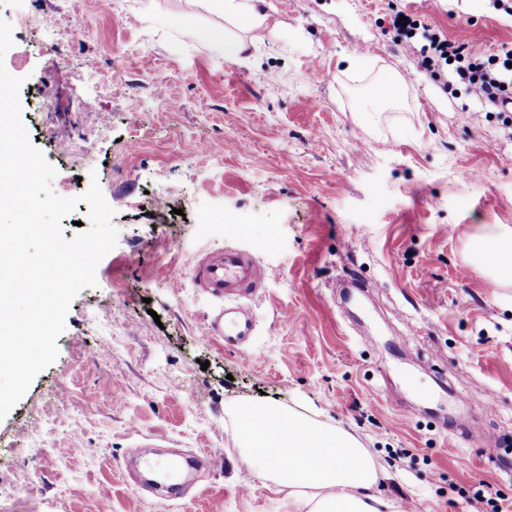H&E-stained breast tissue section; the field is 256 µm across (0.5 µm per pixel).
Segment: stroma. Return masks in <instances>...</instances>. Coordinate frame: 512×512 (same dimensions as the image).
I'll return each instance as SVG.
<instances>
[{"mask_svg": "<svg viewBox=\"0 0 512 512\" xmlns=\"http://www.w3.org/2000/svg\"><path fill=\"white\" fill-rule=\"evenodd\" d=\"M258 9V40L232 59L166 24L222 23L198 0L0 6L22 30L0 63L23 80L21 118L53 191L98 183L118 231L96 286L70 304L57 359L0 421V512H306L243 454L232 411L264 399L353 436L389 512H491L483 482L512 500V282L494 283L468 247L473 225H512V113L444 94L392 28L402 12L494 51L512 43V16L490 0ZM77 18L95 36L73 45ZM358 52L367 66H349ZM395 74L401 93L364 120ZM153 84L169 105L146 111ZM95 93L92 154L69 157L75 126L40 100ZM229 245L270 272L247 301L243 352L208 335L213 303L191 283L195 257ZM138 443L224 465L162 499L125 466Z\"/></svg>", "mask_w": 512, "mask_h": 512, "instance_id": "1", "label": "stroma"}]
</instances>
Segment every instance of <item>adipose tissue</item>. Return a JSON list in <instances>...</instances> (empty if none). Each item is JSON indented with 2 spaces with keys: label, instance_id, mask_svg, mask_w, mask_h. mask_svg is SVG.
Returning a JSON list of instances; mask_svg holds the SVG:
<instances>
[{
  "label": "adipose tissue",
  "instance_id": "ef3b65f1",
  "mask_svg": "<svg viewBox=\"0 0 512 512\" xmlns=\"http://www.w3.org/2000/svg\"><path fill=\"white\" fill-rule=\"evenodd\" d=\"M257 2L201 0V5L253 32L265 22ZM167 23L227 57H238L245 48L242 40L229 36L223 27L200 26L191 12L171 16ZM470 242L474 260L492 280L512 278V226L478 225ZM244 412L252 420L242 433L245 455L275 483L303 490L308 512H381V501L371 492L376 470L352 437L272 402L247 405Z\"/></svg>",
  "mask_w": 512,
  "mask_h": 512
}]
</instances>
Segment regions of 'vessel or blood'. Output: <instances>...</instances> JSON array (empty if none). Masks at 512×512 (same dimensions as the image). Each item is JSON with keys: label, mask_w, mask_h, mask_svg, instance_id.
I'll return each instance as SVG.
<instances>
[{"label": "vessel or blood", "mask_w": 512, "mask_h": 512, "mask_svg": "<svg viewBox=\"0 0 512 512\" xmlns=\"http://www.w3.org/2000/svg\"><path fill=\"white\" fill-rule=\"evenodd\" d=\"M268 276L267 268L233 248L200 255L193 268V284L217 304L206 319L209 333L233 347L252 336L254 319L244 301Z\"/></svg>", "instance_id": "1"}]
</instances>
